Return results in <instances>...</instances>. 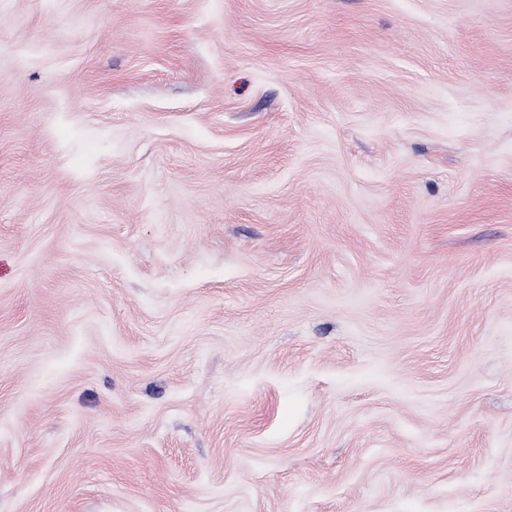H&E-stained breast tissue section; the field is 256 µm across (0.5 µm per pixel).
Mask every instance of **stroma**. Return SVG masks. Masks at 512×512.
I'll use <instances>...</instances> for the list:
<instances>
[{"label": "stroma", "mask_w": 512, "mask_h": 512, "mask_svg": "<svg viewBox=\"0 0 512 512\" xmlns=\"http://www.w3.org/2000/svg\"><path fill=\"white\" fill-rule=\"evenodd\" d=\"M0 512H512V0H0Z\"/></svg>", "instance_id": "stroma-1"}]
</instances>
